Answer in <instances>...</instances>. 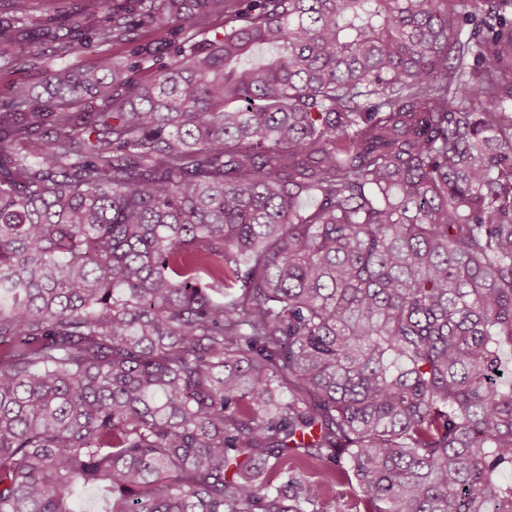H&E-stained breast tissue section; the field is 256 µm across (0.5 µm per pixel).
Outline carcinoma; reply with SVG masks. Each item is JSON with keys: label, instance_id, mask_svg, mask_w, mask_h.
Here are the masks:
<instances>
[{"label": "carcinoma", "instance_id": "carcinoma-1", "mask_svg": "<svg viewBox=\"0 0 512 512\" xmlns=\"http://www.w3.org/2000/svg\"><path fill=\"white\" fill-rule=\"evenodd\" d=\"M5 2L0 512H512V0ZM129 48H117L110 46H96L93 44L79 59H72L70 63L75 66H102L112 62V57L117 53L126 56ZM41 82V70L25 67L12 71H0V112L7 108L6 104L12 86L19 84L38 85Z\"/></svg>", "mask_w": 512, "mask_h": 512}]
</instances>
